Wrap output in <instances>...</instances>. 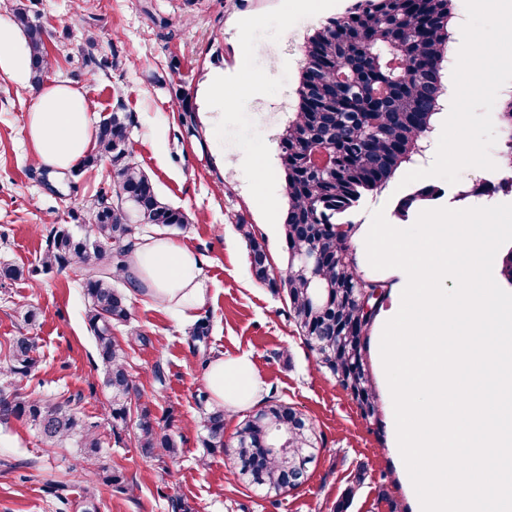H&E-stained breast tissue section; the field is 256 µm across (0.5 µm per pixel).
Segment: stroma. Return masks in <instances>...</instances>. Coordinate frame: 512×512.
Returning a JSON list of instances; mask_svg holds the SVG:
<instances>
[{
  "mask_svg": "<svg viewBox=\"0 0 512 512\" xmlns=\"http://www.w3.org/2000/svg\"><path fill=\"white\" fill-rule=\"evenodd\" d=\"M473 27L489 40L512 34V0L490 10L471 0ZM38 22L46 28L51 67L45 82L65 80L82 88L92 103V124L119 110L130 113L132 157L154 182L160 197L186 212L190 222L171 236L202 261L209 298L198 311L210 319L204 341L189 325L139 291H131L133 325L146 340L128 351V369L139 389V405L149 407L175 441V458L158 461L136 448L132 435L122 442L104 436L100 457L120 474L119 490L86 474L83 449L46 444L29 423L0 422V512H81L92 494L97 512H174L184 500L192 512H334L357 470L365 480L346 512H410L385 448L383 414L363 419L356 402L330 375L316 367L315 355L290 322L284 293L252 273L248 248L235 224H254L266 244L270 272L287 265L281 225L271 223L252 195L242 171L224 160V130L217 117L262 111L251 98L210 105L208 89L217 74L252 72L256 86L274 93L276 82L297 85L298 67L272 79L257 69L280 29L288 31V51L297 54L312 27L304 25L295 0H37ZM116 57L107 71L84 66L83 58ZM512 97V63L465 80L460 88L461 118L474 160L465 170L437 169L431 183L441 190L436 207H450L459 174L477 178L488 171V144L498 129L491 104ZM37 103V90L0 74V266L22 267L19 280L0 279V349L19 333L34 336L37 367L26 392L34 397L71 398L89 421L103 420L107 393L101 387L97 352L87 326L83 271L40 272L47 230L56 216L85 218L99 186L112 180L109 159L82 178L36 168L25 136V119ZM196 113L198 135L181 124L183 105ZM455 134L432 123L409 162L386 183L364 192L349 213L352 247H359L375 210L388 223H400V201L414 193L416 169L433 165L449 151ZM35 321H27L28 310ZM251 353L268 386L267 399L283 401L313 423L321 446L298 489L268 497L237 481L230 451L203 447L201 418L212 401L205 391V363L216 354ZM162 367L164 384L154 380Z\"/></svg>",
  "mask_w": 512,
  "mask_h": 512,
  "instance_id": "obj_1",
  "label": "stroma"
}]
</instances>
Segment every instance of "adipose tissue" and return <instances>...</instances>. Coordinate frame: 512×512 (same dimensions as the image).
<instances>
[{"instance_id": "ef3b65f1", "label": "adipose tissue", "mask_w": 512, "mask_h": 512, "mask_svg": "<svg viewBox=\"0 0 512 512\" xmlns=\"http://www.w3.org/2000/svg\"><path fill=\"white\" fill-rule=\"evenodd\" d=\"M0 73L14 83H30V49L24 31L15 23L0 21ZM91 104L66 81L45 84L25 126L37 166L66 170L97 147L88 114ZM131 275L151 299L177 315L192 318L205 305L209 290L196 254L165 236L136 243L128 256ZM205 383L216 405L234 415L255 405L266 391L250 354L213 358Z\"/></svg>"}]
</instances>
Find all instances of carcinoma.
Instances as JSON below:
<instances>
[{
  "label": "carcinoma",
  "instance_id": "carcinoma-1",
  "mask_svg": "<svg viewBox=\"0 0 512 512\" xmlns=\"http://www.w3.org/2000/svg\"><path fill=\"white\" fill-rule=\"evenodd\" d=\"M453 0H352L343 15L320 23L303 45L300 80L291 115L276 133L284 172L288 208L284 243L288 265L269 275L264 241L254 225L235 224L249 249L254 276L288 297V314L316 356L318 369L330 373L357 402L364 417L376 414V394L365 358L367 338L387 284L364 277L350 246L352 223L343 216L360 200L390 179L417 152L430 129L444 94L442 71L448 57V25ZM13 21L28 38L33 58L32 82L39 84L48 68L44 32L31 6L19 3ZM507 134L503 165L512 169V97L500 111ZM132 125L127 112H114L96 130L101 156L112 164V184L100 188L81 237L67 224H54L47 234L41 267L49 272L75 265L87 269L83 280L102 383L110 394L105 422L84 420L69 398H32L23 391L37 365L34 337L21 333L9 344L0 366V421L30 423L47 443L65 448L74 442L85 449L88 473L109 484L122 477L102 464L98 453L102 430L116 443L134 422L135 444L157 460L175 454V446L147 406L131 408L136 384L127 368L128 349L146 337L131 323L126 294L115 286L134 247L138 224L181 229L188 216L162 202L151 179L133 161L129 150ZM329 151L321 170L314 159ZM441 197L427 185L404 198L399 211ZM317 258L314 271L305 269ZM370 297L373 311L362 313L361 299ZM116 324L127 327L126 338L114 336ZM206 448L233 447L234 477L269 495H280L297 484L291 478L307 472L318 438L293 406L270 400L246 415L224 441V410L203 415Z\"/></svg>",
  "mask_w": 512,
  "mask_h": 512
}]
</instances>
